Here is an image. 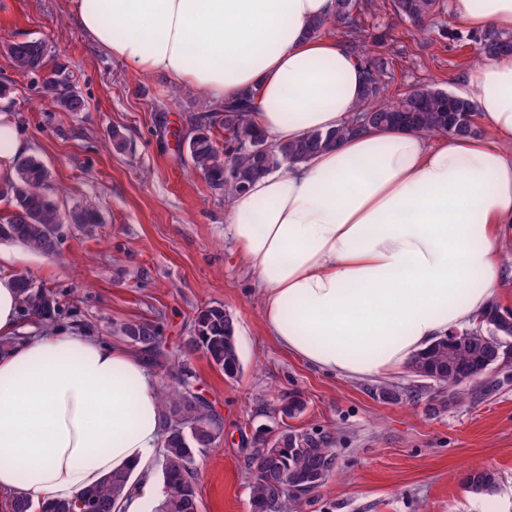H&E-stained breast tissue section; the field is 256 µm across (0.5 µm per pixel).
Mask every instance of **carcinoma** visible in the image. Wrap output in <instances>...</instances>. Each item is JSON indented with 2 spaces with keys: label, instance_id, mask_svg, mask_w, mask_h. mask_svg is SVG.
Masks as SVG:
<instances>
[{
  "label": "carcinoma",
  "instance_id": "carcinoma-1",
  "mask_svg": "<svg viewBox=\"0 0 512 512\" xmlns=\"http://www.w3.org/2000/svg\"><path fill=\"white\" fill-rule=\"evenodd\" d=\"M333 28L319 22L311 27L315 35L332 29L342 33L346 47L365 74L362 100L348 122L331 131H310L287 143H270L254 121L258 90L250 89L222 105H210L195 117L193 135L186 152L193 168L207 179L210 188L232 198L244 193L258 176L284 166L307 161L312 155L332 148L346 135L367 127H401L428 135L451 134L481 137L476 104L428 84L415 86L392 98V53L386 49L385 35L378 34L372 49H363L370 26L365 0H335ZM394 11L404 15L414 30L442 14V0H392ZM472 46L468 62L476 64L502 54H512V33L494 28L471 33L459 48ZM6 54L18 70L43 74L42 89L64 112H82L86 104L75 89L71 71L57 65L47 68V46L39 39L14 40L5 44ZM225 133L224 150L213 140L212 127ZM47 168L32 156L15 163L14 176L0 182V200L11 207L0 222V240L18 242L29 250L51 256L60 244V224H96V210L84 207L64 216L45 193ZM22 313L44 327L56 321L60 305L49 290L32 279L16 278ZM456 337L440 336L424 351L413 356L408 373L434 383L437 399L427 398L424 386L400 389L383 384L376 387L382 398L399 401L406 395L415 402L428 399L427 410L436 404L447 405L464 399H482L498 392L505 381L490 370L491 346L499 347L498 361L512 362V310L494 302L469 325L455 330ZM120 337L164 368L162 336L158 323L151 319L124 322ZM202 353L212 365L233 379L241 372L235 325L224 305H209L193 320V336L184 346V356ZM195 373L182 362L170 382L160 388L163 438L157 466L163 481L162 498L151 512H198L196 460L223 434V423L207 401L193 392ZM305 403L296 394L283 400L279 413L293 419L303 413ZM246 465L251 471L249 485L252 512H291L295 503L317 492L337 467L333 437L314 428L281 430L257 427L248 439ZM133 474L119 471L67 501L49 502L43 512H80V504H90L92 512H116L130 491ZM463 488L475 495H491L498 486L497 474L486 468H471L461 478Z\"/></svg>",
  "mask_w": 512,
  "mask_h": 512
}]
</instances>
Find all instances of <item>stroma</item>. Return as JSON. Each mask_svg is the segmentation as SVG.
<instances>
[{
  "mask_svg": "<svg viewBox=\"0 0 512 512\" xmlns=\"http://www.w3.org/2000/svg\"><path fill=\"white\" fill-rule=\"evenodd\" d=\"M370 25L386 29L395 56L392 93L419 84L454 92L473 73L461 67L453 12L440 28L411 36L390 0H368ZM44 40L50 63H64L87 103L64 112L45 96L38 75L0 54V116L9 119L27 155L49 170V194L61 212L90 204L100 224L63 225L58 255L0 242V272L26 275L55 293L58 326L117 343L120 324L159 322L162 349L179 353L198 310L220 303L235 320L242 370L226 378L202 354L191 358L195 386L221 416L224 433L199 454V512H251L245 464L252 429L281 428L278 407L295 393L305 411L297 428L335 440L338 470L296 512H512V385L496 396L429 413L425 403L389 402L382 382L408 384L406 371L354 379L309 367L289 355L262 322L255 273L232 238L227 199L215 194L181 147L207 106L198 92L166 74H139L84 37L67 0H0V42ZM127 139L112 145L113 131ZM494 470L492 495L467 492L470 467Z\"/></svg>",
  "mask_w": 512,
  "mask_h": 512,
  "instance_id": "obj_1",
  "label": "stroma"
}]
</instances>
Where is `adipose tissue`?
I'll return each instance as SVG.
<instances>
[{"mask_svg":"<svg viewBox=\"0 0 512 512\" xmlns=\"http://www.w3.org/2000/svg\"><path fill=\"white\" fill-rule=\"evenodd\" d=\"M469 29L512 31V0H452ZM78 30L140 73L161 72L214 103L259 91L272 141L341 127L365 76L311 26L335 0H70ZM460 97L491 140L374 128L288 170L256 178L231 204V231L253 264L265 330L326 373L371 378L468 325L504 283L512 225V55L483 60ZM13 277L0 275V490L39 512L110 473L139 484L120 512L157 493L158 386L130 350L55 328L21 336Z\"/></svg>","mask_w":512,"mask_h":512,"instance_id":"obj_1","label":"adipose tissue"}]
</instances>
